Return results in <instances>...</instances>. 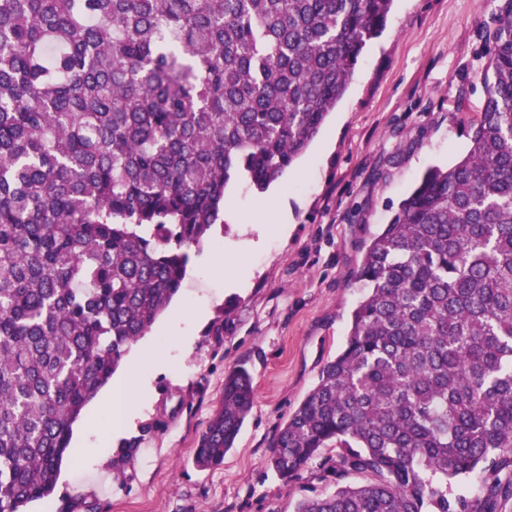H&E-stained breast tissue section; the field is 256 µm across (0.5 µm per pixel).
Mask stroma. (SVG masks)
Listing matches in <instances>:
<instances>
[{
  "mask_svg": "<svg viewBox=\"0 0 512 512\" xmlns=\"http://www.w3.org/2000/svg\"><path fill=\"white\" fill-rule=\"evenodd\" d=\"M496 0H393L383 31L306 152L258 192L226 190L234 218L191 250L194 282L182 285L150 339L187 336L170 360L148 371L150 408L136 454L112 465L119 444L87 466L66 453L54 493L29 512H294L313 488L311 471L292 481L268 465L275 434L343 347L362 296L356 274L371 236L419 176L453 166L470 146L485 98L483 34ZM288 232L254 223L268 202ZM242 256L250 277L229 288L217 268ZM207 297L206 322L189 326L178 308ZM249 369L254 405L221 466L194 463L197 441L219 408L224 375Z\"/></svg>",
  "mask_w": 512,
  "mask_h": 512,
  "instance_id": "1",
  "label": "stroma"
}]
</instances>
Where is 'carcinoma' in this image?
<instances>
[{"instance_id": "carcinoma-1", "label": "carcinoma", "mask_w": 512, "mask_h": 512, "mask_svg": "<svg viewBox=\"0 0 512 512\" xmlns=\"http://www.w3.org/2000/svg\"><path fill=\"white\" fill-rule=\"evenodd\" d=\"M391 4L0 0V512L54 493L72 424L179 292L227 186L262 192L307 149ZM492 23L468 153L372 236L345 344L275 435L274 472L316 459L334 487L295 512L512 498V0ZM253 403L230 369L198 467ZM475 473L477 495L456 487Z\"/></svg>"}]
</instances>
